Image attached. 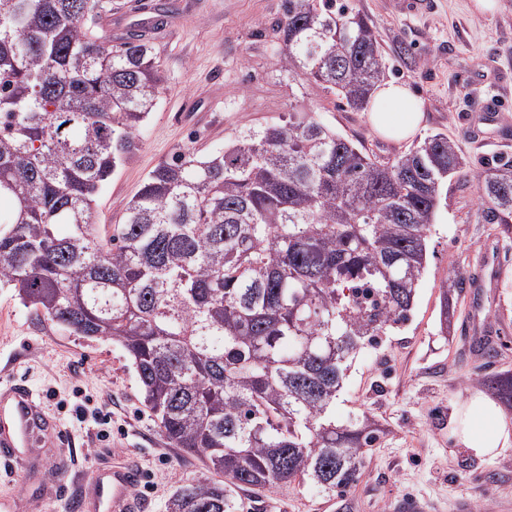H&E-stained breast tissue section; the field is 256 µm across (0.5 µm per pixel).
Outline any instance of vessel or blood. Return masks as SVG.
<instances>
[{"mask_svg": "<svg viewBox=\"0 0 512 512\" xmlns=\"http://www.w3.org/2000/svg\"><path fill=\"white\" fill-rule=\"evenodd\" d=\"M32 391L19 384L0 388V456L21 461L38 440L56 433ZM145 479L141 467L116 462L111 473H99L92 487L79 488L70 503L72 512H141L132 490Z\"/></svg>", "mask_w": 512, "mask_h": 512, "instance_id": "vessel-or-blood-1", "label": "vessel or blood"}]
</instances>
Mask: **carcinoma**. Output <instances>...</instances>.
I'll return each mask as SVG.
<instances>
[{"instance_id": "carcinoma-1", "label": "carcinoma", "mask_w": 512, "mask_h": 512, "mask_svg": "<svg viewBox=\"0 0 512 512\" xmlns=\"http://www.w3.org/2000/svg\"><path fill=\"white\" fill-rule=\"evenodd\" d=\"M114 0H0V285L76 336L118 341L172 447L224 481L167 512H244L240 491L361 477L380 429L332 407L355 354L407 322L448 179L512 234V159L470 167L443 133L391 158L312 112L160 163L100 234L93 203L138 149L165 83ZM278 62L354 111L387 77L375 30L336 0H285ZM453 270L443 300L459 296ZM512 408V372L476 377Z\"/></svg>"}]
</instances>
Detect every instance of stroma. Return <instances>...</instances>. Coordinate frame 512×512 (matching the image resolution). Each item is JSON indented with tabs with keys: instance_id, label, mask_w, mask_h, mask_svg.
<instances>
[{
	"instance_id": "35a3bbf8",
	"label": "stroma",
	"mask_w": 512,
	"mask_h": 512,
	"mask_svg": "<svg viewBox=\"0 0 512 512\" xmlns=\"http://www.w3.org/2000/svg\"><path fill=\"white\" fill-rule=\"evenodd\" d=\"M113 36L124 19H159L143 27L163 64L166 83L156 110L139 133L135 155L100 191L92 221L118 223L125 202L159 163L192 148L223 149L240 131L279 121L298 108L381 156L406 151L410 140L376 134L364 111L337 106L332 95L277 62L275 27L283 0H122ZM374 27L389 79L408 85L422 102L420 137L444 133L470 164L512 156V0H427L422 12L409 0H345ZM496 100L503 123L481 122ZM497 265L480 295L462 294L441 308L452 269L471 271L484 250ZM496 328L506 344L493 363L464 348L472 323ZM512 370V241L482 223L473 183L448 180L431 227L429 255L410 319L388 330L378 345L360 350L336 401L337 418L362 411L384 435L363 459L362 476L328 495L307 483L244 492L248 512H512V450L476 458L457 445L449 420L475 392L472 379ZM28 387L61 434L44 439L20 471L0 463V493L14 512H68L71 486L89 481L112 461L137 463L153 489L145 512H166L182 485L211 478L202 458L170 447L143 405L136 374L122 346L88 340L36 317L14 289L0 288V385ZM112 413L109 442L76 413L78 404Z\"/></svg>"
}]
</instances>
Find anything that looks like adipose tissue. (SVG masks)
I'll return each instance as SVG.
<instances>
[{
  "instance_id": "1",
  "label": "adipose tissue",
  "mask_w": 512,
  "mask_h": 512,
  "mask_svg": "<svg viewBox=\"0 0 512 512\" xmlns=\"http://www.w3.org/2000/svg\"><path fill=\"white\" fill-rule=\"evenodd\" d=\"M369 120L378 134L402 141L419 132L423 114L416 95L406 84L387 81L372 97ZM450 424L458 444L474 456L487 457L512 449V420L481 393L471 395L454 412Z\"/></svg>"
}]
</instances>
